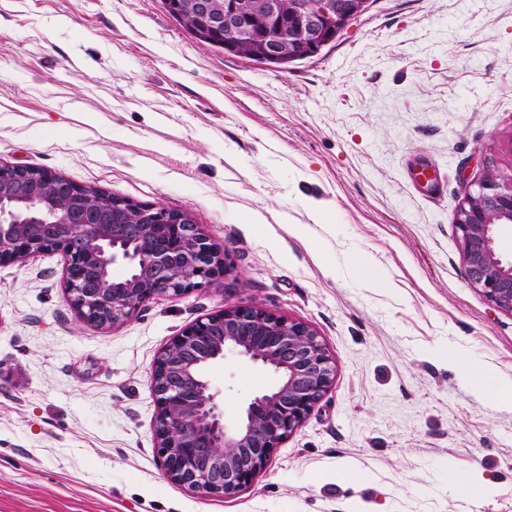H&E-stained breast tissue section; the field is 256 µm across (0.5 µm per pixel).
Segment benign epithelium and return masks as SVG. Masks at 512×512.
<instances>
[{
    "mask_svg": "<svg viewBox=\"0 0 512 512\" xmlns=\"http://www.w3.org/2000/svg\"><path fill=\"white\" fill-rule=\"evenodd\" d=\"M368 0H163L193 34L229 32L272 60L309 56L362 13ZM279 19L259 37L254 9ZM512 224V168L486 166L468 185L453 226L472 284L512 313V262L494 249L498 227ZM45 251L67 259L64 286L79 321L110 328L157 295H181L241 272L187 213L139 205L79 186L55 173L0 164V262ZM122 263L126 274L112 276ZM227 350L269 369L273 384L233 423L224 420L205 369ZM335 365L309 325L252 306L209 314L175 336L151 370L154 439L165 476L214 497L232 498L265 469L276 448L310 416L333 384Z\"/></svg>",
    "mask_w": 512,
    "mask_h": 512,
    "instance_id": "1",
    "label": "benign epithelium"
}]
</instances>
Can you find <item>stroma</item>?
I'll return each instance as SVG.
<instances>
[{
    "label": "stroma",
    "mask_w": 512,
    "mask_h": 512,
    "mask_svg": "<svg viewBox=\"0 0 512 512\" xmlns=\"http://www.w3.org/2000/svg\"><path fill=\"white\" fill-rule=\"evenodd\" d=\"M0 162L189 212L243 274L101 329L61 252L1 263L0 512H512V403L464 370L512 384V313L452 225L483 166H512V0H368L285 69L201 44L162 0H0ZM247 305L309 324L336 376L224 500L165 477L150 373ZM206 377L229 423L271 383L231 351ZM452 470L495 490L451 491Z\"/></svg>",
    "instance_id": "obj_1"
}]
</instances>
